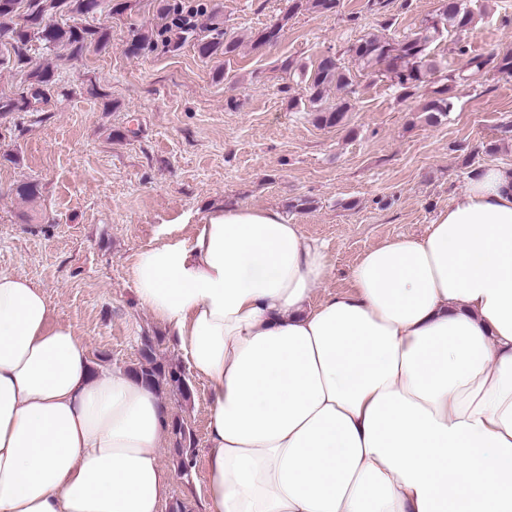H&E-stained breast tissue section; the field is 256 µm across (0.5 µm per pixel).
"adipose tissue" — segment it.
Listing matches in <instances>:
<instances>
[{"label":"adipose tissue","instance_id":"1","mask_svg":"<svg viewBox=\"0 0 512 512\" xmlns=\"http://www.w3.org/2000/svg\"><path fill=\"white\" fill-rule=\"evenodd\" d=\"M329 271L301 225L248 206L136 257L140 305L209 389L202 512H512V172L317 297ZM170 425L0 270V512H163Z\"/></svg>","mask_w":512,"mask_h":512}]
</instances>
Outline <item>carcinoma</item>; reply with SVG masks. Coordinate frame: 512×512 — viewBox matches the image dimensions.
<instances>
[{
  "instance_id": "obj_1",
  "label": "carcinoma",
  "mask_w": 512,
  "mask_h": 512,
  "mask_svg": "<svg viewBox=\"0 0 512 512\" xmlns=\"http://www.w3.org/2000/svg\"><path fill=\"white\" fill-rule=\"evenodd\" d=\"M141 0H0V45L5 53L0 55V66L23 72V85L9 97H0V116L12 112H41L56 95L65 96L58 78L50 66L35 60L32 49L67 51L70 59L79 61L89 48L101 52L112 41V19H126V53L137 57L154 49L157 38L171 51L178 50L191 40L198 55L206 60L235 56L243 38L228 32L224 24L215 21L212 15L208 33L200 36L189 25L171 26L156 30L137 20ZM340 0H290L288 11L264 28L250 33L251 45L255 48L278 41L288 26L289 20L302 11H315L321 14L339 12ZM107 11L106 21L99 25L83 22V19L102 11ZM68 17L65 22L62 17ZM451 27L459 32L472 27V16L461 0H443L439 12L426 19L414 37L395 43L383 36L370 34L358 39L349 48L355 61L365 70L380 73L395 85L410 94L420 89L432 75L439 72V65L429 55V46L436 35ZM470 75L482 73L487 67L512 76V52L503 56L495 53L486 58H473L469 62ZM460 79L456 73L444 75L446 85L436 91V97L423 107L425 121L437 124L448 115L452 107L450 97L453 85ZM354 92V77L350 70L340 66L336 56L327 54L320 58L316 68L305 81V98L311 111L315 112V122L319 126L340 124L349 110V104L326 103V93L331 87ZM163 337H145L142 348V362L130 369L135 377L150 384L161 393L166 390L177 392L184 399L190 397V385L184 372L162 361L156 352L155 341ZM170 434L179 449L176 461L178 473L189 478L194 468L191 448L194 434L184 421L174 418Z\"/></svg>"
}]
</instances>
